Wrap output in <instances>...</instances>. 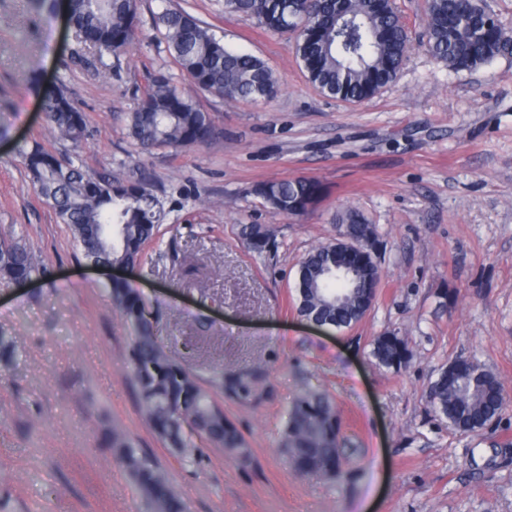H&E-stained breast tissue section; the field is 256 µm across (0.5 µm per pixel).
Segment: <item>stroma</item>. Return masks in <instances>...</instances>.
<instances>
[{
	"mask_svg": "<svg viewBox=\"0 0 512 512\" xmlns=\"http://www.w3.org/2000/svg\"><path fill=\"white\" fill-rule=\"evenodd\" d=\"M395 6L406 59L375 96L348 102L308 82L292 36L226 14L222 0H140L135 42L92 65L71 64L64 10L39 17L29 0H0V239L41 267L25 287L0 277V332L15 341L0 361V512H143L105 445L113 430L162 468L188 512H512V402L493 430L468 433L426 400L460 357L512 392V0H486L507 49L459 74L427 50L428 0ZM167 7L264 60L278 96L228 102L196 89L155 25ZM158 74L210 114L214 140L148 152L131 141L127 115ZM41 84L86 114L81 145L47 128ZM36 144L88 174L148 183L165 218L135 268L89 265L32 184L20 152ZM299 177L323 189L302 217L252 192ZM348 209L378 231L376 301L352 328L318 327L293 306L297 270ZM246 224L272 228L263 251L243 240ZM116 280L140 293L167 354L222 407L248 460L202 440L182 456L147 424ZM388 331L408 341L405 371L370 354ZM238 375L252 380L248 398L224 387ZM309 388L341 416L349 461L333 478L300 475L281 452L286 413Z\"/></svg>",
	"mask_w": 512,
	"mask_h": 512,
	"instance_id": "1",
	"label": "stroma"
}]
</instances>
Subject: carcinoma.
<instances>
[{
	"label": "carcinoma",
	"instance_id": "cac0c4a2",
	"mask_svg": "<svg viewBox=\"0 0 512 512\" xmlns=\"http://www.w3.org/2000/svg\"><path fill=\"white\" fill-rule=\"evenodd\" d=\"M68 16L79 50L119 55L134 41L139 0H67ZM224 12L255 19L281 34L295 35V52L308 81L321 93L345 101L367 99L392 83L406 57L408 37L392 0H224ZM172 57L202 91L254 102L267 101L279 90L271 68L260 58L228 49L221 39L186 11L163 10L156 17ZM430 53L459 73L490 63L505 43L501 28L485 13L479 0H428L425 21ZM48 128L63 140L77 143L86 132L84 113L58 88L41 91ZM128 132L144 150L168 146L194 147L214 139L208 113L164 75L153 77L128 114ZM39 194L53 207L61 223L70 226L85 257L110 264L135 265L163 221V208L142 180L119 181L109 172L89 177L71 161L37 145L23 153ZM254 194L274 211L303 216L317 203L319 185L307 178L268 181ZM337 238L359 251L347 262L348 279L331 273L344 255L331 241L313 250L297 272L296 310L339 329L359 323L373 302L361 289L375 287L380 269L374 260L379 242L376 227L355 210L340 214ZM246 244L263 250L271 229L246 224ZM40 272L27 251L13 241H0V276L17 283ZM112 300L133 332L132 365L140 409L155 433L178 453L188 456L195 445L185 435L190 428L217 447L247 459L244 440L214 399L166 353L139 293L116 282ZM372 355L378 364L400 372L408 368L407 341L394 332L374 338ZM226 389L246 399L252 380L230 378ZM431 407L464 432L485 431L499 419L507 393L491 371L466 358L455 359L429 387ZM120 463L138 487L147 512H185L181 497L163 470L134 444L117 435L109 440ZM283 453L302 475L336 476L345 463L346 443L332 399L305 390L287 411Z\"/></svg>",
	"mask_w": 512,
	"mask_h": 512
}]
</instances>
